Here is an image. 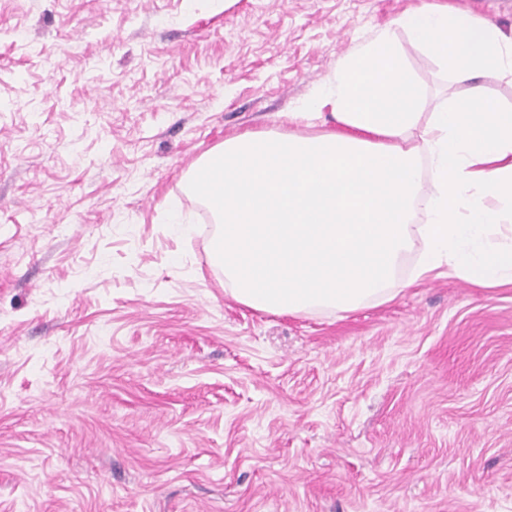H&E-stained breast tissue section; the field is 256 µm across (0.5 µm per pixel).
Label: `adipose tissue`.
Listing matches in <instances>:
<instances>
[{
	"mask_svg": "<svg viewBox=\"0 0 512 512\" xmlns=\"http://www.w3.org/2000/svg\"><path fill=\"white\" fill-rule=\"evenodd\" d=\"M469 86L465 101L421 112L405 45ZM512 84V38L470 11L403 12L343 58L304 100L310 133L247 132L202 155L187 187L217 229L212 260L232 297L273 314L353 312L396 298L403 260L416 283L440 267L479 288L512 286V107L489 100L487 73ZM427 197L425 223L414 221Z\"/></svg>",
	"mask_w": 512,
	"mask_h": 512,
	"instance_id": "obj_1",
	"label": "adipose tissue"
}]
</instances>
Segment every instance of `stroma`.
<instances>
[{"instance_id":"obj_1","label":"stroma","mask_w":512,"mask_h":512,"mask_svg":"<svg viewBox=\"0 0 512 512\" xmlns=\"http://www.w3.org/2000/svg\"><path fill=\"white\" fill-rule=\"evenodd\" d=\"M421 2L0 0V512H512V287L257 311L186 188Z\"/></svg>"}]
</instances>
